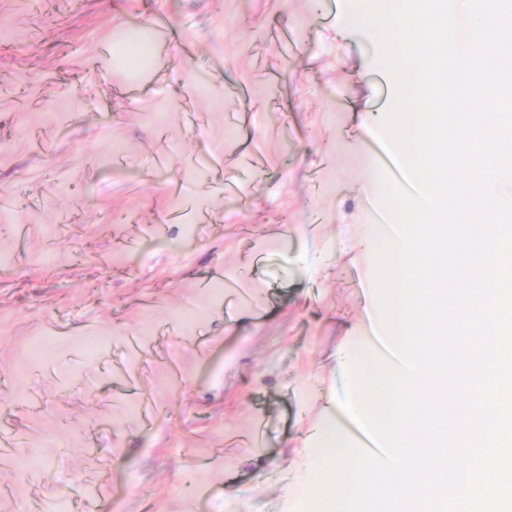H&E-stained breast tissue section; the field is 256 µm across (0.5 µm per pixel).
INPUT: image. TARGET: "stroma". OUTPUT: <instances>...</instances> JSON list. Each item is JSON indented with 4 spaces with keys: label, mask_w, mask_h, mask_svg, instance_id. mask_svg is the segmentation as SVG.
<instances>
[{
    "label": "stroma",
    "mask_w": 512,
    "mask_h": 512,
    "mask_svg": "<svg viewBox=\"0 0 512 512\" xmlns=\"http://www.w3.org/2000/svg\"><path fill=\"white\" fill-rule=\"evenodd\" d=\"M349 14L0 0V512L305 500L337 355L379 346L363 243L393 86ZM159 16L175 35L132 79L116 38Z\"/></svg>",
    "instance_id": "1"
}]
</instances>
